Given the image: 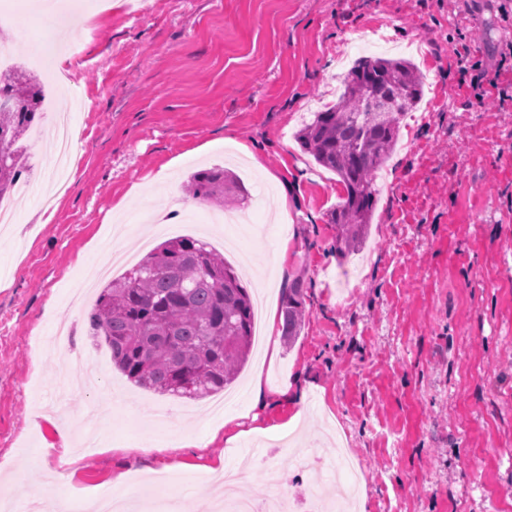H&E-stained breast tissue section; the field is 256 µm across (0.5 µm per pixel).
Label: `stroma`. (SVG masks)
<instances>
[{
	"instance_id": "35a3bbf8",
	"label": "stroma",
	"mask_w": 512,
	"mask_h": 512,
	"mask_svg": "<svg viewBox=\"0 0 512 512\" xmlns=\"http://www.w3.org/2000/svg\"><path fill=\"white\" fill-rule=\"evenodd\" d=\"M94 5L95 36L82 62L67 59L71 90L48 84L46 105L75 123L81 162L50 212L18 198L0 224V482L15 512L30 492L49 490L80 512L89 494L130 492L161 473L179 475L157 498L191 500L211 512L202 489L210 469L245 465L260 447L265 465L247 467L250 497L276 471L289 488L310 485L292 448L329 457L344 443L360 488L352 512H512V0H147L141 22L127 0ZM14 18L15 61L42 51L49 25L28 0H0ZM396 43L371 40L377 28ZM407 58L421 70L419 111L405 118L398 146L378 170L379 200L363 247L335 249L330 222L341 187L296 140L327 87L360 57ZM480 64L494 79L482 101L463 84ZM227 139L218 149L214 140ZM233 167L250 193L246 207L205 205L223 224L181 225L210 244L226 239L275 288L306 280L305 324L294 343L264 356L256 340L232 388L234 411L253 409L234 445L205 435L209 405L137 387L92 343L94 301L71 303L73 284L100 261L122 226V248L142 255L156 212L191 174ZM126 209H118L121 200ZM288 258L272 267L276 242ZM54 317H47V307ZM95 384L50 405L53 383L75 356ZM279 387L254 402V374ZM181 416L201 447L164 449L151 427L156 407ZM69 428L75 463L59 461L57 431ZM152 441L155 452L128 445Z\"/></svg>"
}]
</instances>
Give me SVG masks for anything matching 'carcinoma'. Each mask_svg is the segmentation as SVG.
<instances>
[{"label": "carcinoma", "mask_w": 512, "mask_h": 512, "mask_svg": "<svg viewBox=\"0 0 512 512\" xmlns=\"http://www.w3.org/2000/svg\"><path fill=\"white\" fill-rule=\"evenodd\" d=\"M28 81L21 109H0V198L26 170L19 145L41 117L42 87L17 67L0 74ZM336 104L314 113L297 136L303 151L332 171L344 195L332 216L336 252L345 256L366 239L376 207V171L391 156L400 121L422 98V74L404 58L362 57L342 80ZM192 198L243 205L248 193L221 167L203 168L189 181ZM301 278L282 302V336L293 343L304 322ZM104 338L112 362L137 386L160 393L201 398L233 382L250 349L254 309L247 288L215 250L194 237H176L153 249L103 289L89 315Z\"/></svg>", "instance_id": "carcinoma-1"}]
</instances>
